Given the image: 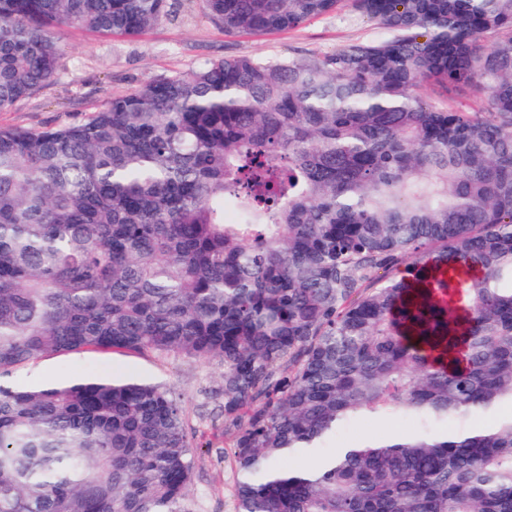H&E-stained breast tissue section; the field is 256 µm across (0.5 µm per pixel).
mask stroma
I'll return each instance as SVG.
<instances>
[{
    "mask_svg": "<svg viewBox=\"0 0 512 512\" xmlns=\"http://www.w3.org/2000/svg\"><path fill=\"white\" fill-rule=\"evenodd\" d=\"M385 36L349 4L292 30L228 33L210 19L204 0H169L168 17L136 35L65 29L57 79L0 111V127L40 129L79 121L152 79L185 73L212 59L324 57L349 44ZM90 369L139 376L174 389L197 445L191 506L194 512H235L238 474L222 455L230 439L213 422L218 409L215 394L221 386L216 362L126 352L57 354L14 373L12 379L46 383Z\"/></svg>",
    "mask_w": 512,
    "mask_h": 512,
    "instance_id": "1",
    "label": "stroma"
}]
</instances>
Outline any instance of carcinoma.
<instances>
[{
    "mask_svg": "<svg viewBox=\"0 0 512 512\" xmlns=\"http://www.w3.org/2000/svg\"><path fill=\"white\" fill-rule=\"evenodd\" d=\"M342 2L205 0L226 32ZM350 2L391 38L0 128V512H192L175 392L11 380L86 351L220 365L236 512H512V0ZM167 12L0 0V111L57 78L66 28ZM372 418L413 428L338 440Z\"/></svg>",
    "mask_w": 512,
    "mask_h": 512,
    "instance_id": "obj_1",
    "label": "carcinoma"
}]
</instances>
